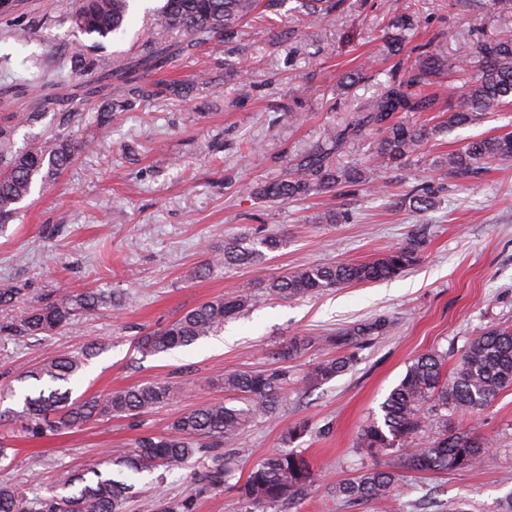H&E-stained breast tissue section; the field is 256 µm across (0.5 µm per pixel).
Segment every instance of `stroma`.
<instances>
[{"label":"stroma","mask_w":512,"mask_h":512,"mask_svg":"<svg viewBox=\"0 0 512 512\" xmlns=\"http://www.w3.org/2000/svg\"><path fill=\"white\" fill-rule=\"evenodd\" d=\"M417 16L413 44L440 36L439 52L464 64L479 38H512V0H405ZM162 0H131L123 34L98 55L123 60L140 54ZM295 0L259 7V17L234 28L219 49L201 47L177 56L151 82L188 86L186 96L137 102L101 128L94 115L108 94L91 75H74L62 61L71 42L65 17L73 0H20L15 21L0 19V84H21L32 74L25 57L44 62L39 91L0 97V128L22 150L57 130L64 115L83 112L73 128L96 150L77 153L56 181L32 194L17 217L0 229V285L15 283L41 295L62 287L99 288L131 296L50 336L0 332V411L21 409V364L50 353L102 343L73 394L105 395L156 381L180 389L179 399L135 419L115 417L43 439L9 437L11 463L0 465V484H18L28 497L48 496L73 473L129 449L146 432L161 434L183 412L213 400L243 407L225 391L229 371L283 373L275 413L255 420L238 447L225 449L232 470L223 490H211L191 470L142 473L127 512H156L159 498L191 501L194 512H244L239 490L263 457L282 448L287 429L303 422L295 442L320 475L298 505L279 502L265 512H379L337 497L336 485L362 467L391 465L360 446L361 427L380 416V405L412 360L438 351L456 362L465 346L491 326L512 325V161L495 162L459 180L436 158L482 135L512 132V104L494 108L478 126L432 136L406 167L392 172L384 191L353 196L315 193L285 203L266 201L249 187L280 179L296 152L347 122L357 104L376 94L392 66L384 34L392 19L385 0H343L324 18L298 13ZM31 26L27 45L10 35L13 23ZM362 69L363 80L343 88L341 78ZM305 113V122L288 111ZM39 113L36 123L19 116ZM424 182L442 183L432 208H397L396 199ZM424 228L420 262L400 277L335 288L300 299L265 295L268 279L306 264L366 261L405 243ZM274 236L281 247L254 268L201 267L226 240L252 244ZM251 286L250 312L225 323L219 338L157 356L134 348L137 336L159 329L205 301ZM386 329L367 337L345 372L317 386L305 384L314 363L342 354L346 330L376 319ZM307 347L289 360L279 351L291 340ZM491 447L471 469L408 473L397 484V512H487L512 494V387L468 423Z\"/></svg>","instance_id":"stroma-1"}]
</instances>
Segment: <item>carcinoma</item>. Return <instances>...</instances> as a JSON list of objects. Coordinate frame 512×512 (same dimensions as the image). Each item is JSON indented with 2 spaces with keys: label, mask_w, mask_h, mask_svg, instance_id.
Here are the masks:
<instances>
[{
  "label": "carcinoma",
  "mask_w": 512,
  "mask_h": 512,
  "mask_svg": "<svg viewBox=\"0 0 512 512\" xmlns=\"http://www.w3.org/2000/svg\"><path fill=\"white\" fill-rule=\"evenodd\" d=\"M342 0H299L307 15L328 12ZM257 0H165L146 48L134 61L114 63L105 77L120 81V90L109 99L95 122L101 127L112 124L116 113L134 102L163 92L182 93L181 85L141 83L140 72L161 69L174 57L200 44L217 47L231 26L248 18ZM129 0H79L68 17L74 39L70 42L71 71L92 74L101 69L94 50L118 33L126 19ZM414 26V15L404 8L393 16L395 33L386 39L395 68L388 74L380 94L361 105L348 123L293 159L288 174L277 181L253 188L250 193L269 201L301 199L312 192L343 191L358 193L368 187H383L388 173L404 168L410 158L432 135V129L402 120L406 112H433L437 100L426 91L432 76L444 67L436 52L420 53L409 45L405 32ZM93 39L88 45L83 37ZM460 95L448 104V129L479 124L491 106L512 97V40L477 42L474 65L458 66ZM78 122L71 112L59 129L25 150L10 147V134L0 129V229L17 213V205L36 189L44 190L71 163L76 153L90 143L74 138L69 125ZM375 135L372 163L340 165L333 161L352 140L365 133ZM512 160V132L481 137L439 158L436 164L452 178L477 173L490 161ZM435 187L424 186L404 195L399 203L413 207L431 206ZM425 239L411 235L405 244L391 248L369 262H342L333 265H307L272 279L267 295L292 299L314 295L331 288L374 283L398 277L421 259ZM261 259L259 250L242 239L224 243V251L210 263L254 265ZM24 297L13 284L0 286V306L9 307ZM246 290L231 297L204 302L178 316L166 327L136 338L135 347L145 355H158L187 347L196 341L216 336L224 322L246 312L253 304ZM112 304V294L97 288L79 292H48L29 299L27 311L3 331L19 336L52 334L85 313ZM98 349L90 343L78 352H56L19 371L18 380L46 381L50 386L38 394L24 396L23 410L5 422L29 438H42L64 430L82 427L88 422L114 417L137 418L162 404L173 401L176 387L165 383L132 386L108 396L81 395L71 399L72 390L62 389L87 365ZM352 356L343 355L313 364L305 383L313 386L329 381L347 370ZM445 357L436 352L423 353L407 367L406 373L381 404L382 417L374 418L362 430L361 445L372 453L394 455L396 466H377L336 485V495L351 503L373 501L383 512L394 503V487L400 474L408 471L444 472L478 465L489 442L472 436L470 431L448 432V415L473 417L485 410L504 389L512 386V327L491 328L474 337L454 363L443 372ZM280 376L264 371L224 374V389L246 395V407L236 408L222 402L201 404L176 418L166 434L145 433L134 449L109 458L115 470L88 469L70 476L63 485L65 493L48 497H27L19 488L0 484V512H123L132 497L133 484L122 478L124 471L134 474L163 467L180 470L194 458L208 457L209 450L232 446L243 428L253 419L273 412L278 402ZM224 455L211 457V463L196 473L198 481L210 489L224 487ZM319 479L301 453L276 450L249 472L242 486L247 512H258L283 498L300 500V495Z\"/></svg>",
  "instance_id": "1"
}]
</instances>
